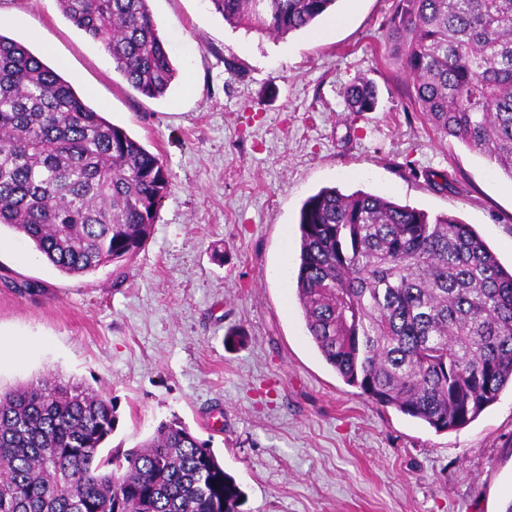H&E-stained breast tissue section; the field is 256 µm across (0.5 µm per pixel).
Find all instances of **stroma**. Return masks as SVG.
<instances>
[{
  "instance_id": "stroma-1",
  "label": "stroma",
  "mask_w": 512,
  "mask_h": 512,
  "mask_svg": "<svg viewBox=\"0 0 512 512\" xmlns=\"http://www.w3.org/2000/svg\"><path fill=\"white\" fill-rule=\"evenodd\" d=\"M395 4L338 0L273 39L208 0H150L177 76L149 99L56 0H0V34L171 178L119 271L63 274L0 229V389L50 377L103 393L122 451L181 419L239 484L238 512H504L512 391L442 433L367 401L321 357L291 279L301 206L325 187L457 216L512 266V179L412 108ZM364 80L376 109L347 111L344 88Z\"/></svg>"
}]
</instances>
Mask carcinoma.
Instances as JSON below:
<instances>
[{"label": "carcinoma", "mask_w": 512, "mask_h": 512, "mask_svg": "<svg viewBox=\"0 0 512 512\" xmlns=\"http://www.w3.org/2000/svg\"><path fill=\"white\" fill-rule=\"evenodd\" d=\"M139 94L176 77L149 0H56ZM337 0H209L234 28L279 38ZM411 106L443 138L512 179V0H397ZM375 109L368 82L346 89ZM168 170L93 111L23 43L0 34V227L66 275L130 260L155 224ZM305 326L343 381L437 432L473 422L512 388V271L456 217L322 190L299 222ZM100 392L47 380L0 390V512H237L242 492L180 419L104 452Z\"/></svg>", "instance_id": "cac0c4a2"}]
</instances>
